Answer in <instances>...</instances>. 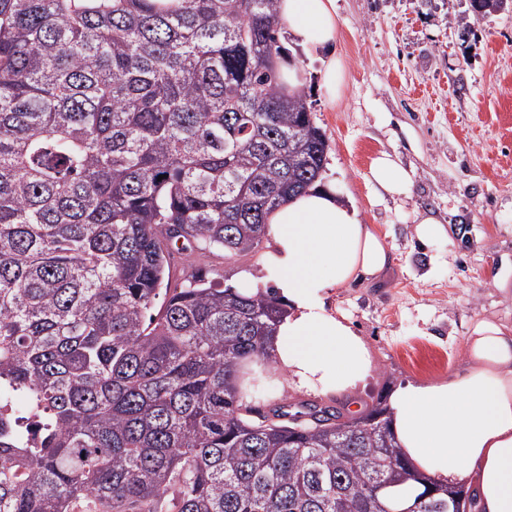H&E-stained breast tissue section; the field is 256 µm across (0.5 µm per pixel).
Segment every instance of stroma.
<instances>
[{
	"mask_svg": "<svg viewBox=\"0 0 512 512\" xmlns=\"http://www.w3.org/2000/svg\"><path fill=\"white\" fill-rule=\"evenodd\" d=\"M336 12L345 65L337 97L323 88L318 60L300 49L290 59L328 137L323 181L392 257L382 278L350 283L334 300L370 348L371 376L335 399L357 413L399 385L447 379L463 363L472 321L512 325V293L494 285L512 261V15L476 16L470 0H336ZM384 152L410 173L406 193L371 181ZM424 214L445 228L427 246L416 237ZM260 259L177 257L170 282L198 274L222 288Z\"/></svg>",
	"mask_w": 512,
	"mask_h": 512,
	"instance_id": "stroma-1",
	"label": "stroma"
}]
</instances>
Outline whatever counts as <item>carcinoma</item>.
Wrapping results in <instances>:
<instances>
[{"mask_svg": "<svg viewBox=\"0 0 512 512\" xmlns=\"http://www.w3.org/2000/svg\"><path fill=\"white\" fill-rule=\"evenodd\" d=\"M276 3L0 0V512H458L385 404L258 397L275 294L169 286L323 171Z\"/></svg>", "mask_w": 512, "mask_h": 512, "instance_id": "carcinoma-1", "label": "carcinoma"}]
</instances>
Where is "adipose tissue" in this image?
<instances>
[{
  "label": "adipose tissue",
  "mask_w": 512,
  "mask_h": 512,
  "mask_svg": "<svg viewBox=\"0 0 512 512\" xmlns=\"http://www.w3.org/2000/svg\"><path fill=\"white\" fill-rule=\"evenodd\" d=\"M277 12L296 45L321 53L323 83L335 91L344 76L336 0H278ZM267 222L264 276L242 274L237 287L273 289L286 308L270 342L271 365L297 391L329 397L356 390L371 374L369 348L330 302L351 281L379 279L388 251L332 184L294 197ZM464 361L446 380L394 389L391 427L415 470L472 486L479 512H512V326L473 322Z\"/></svg>",
  "instance_id": "adipose-tissue-1"
}]
</instances>
